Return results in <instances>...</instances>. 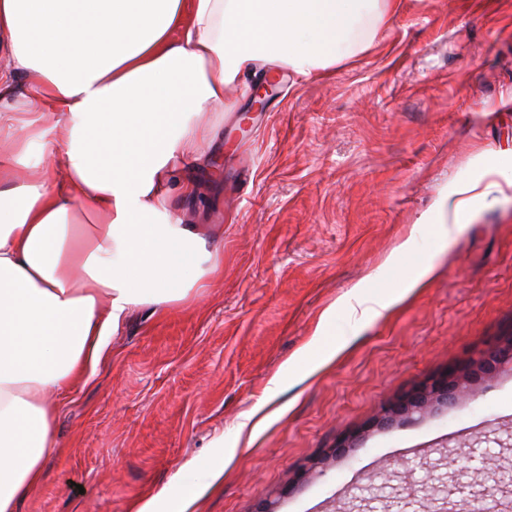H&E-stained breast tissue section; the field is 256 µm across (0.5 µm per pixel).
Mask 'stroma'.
I'll return each mask as SVG.
<instances>
[{"mask_svg":"<svg viewBox=\"0 0 512 512\" xmlns=\"http://www.w3.org/2000/svg\"><path fill=\"white\" fill-rule=\"evenodd\" d=\"M372 49L326 74L279 72L264 111L254 78L228 88L213 113L209 162L192 170L185 223L224 242V267L190 305L133 310L109 336L88 380L58 395L60 452L17 512H131L135 501L197 492L189 512H382L354 498L396 472L419 488L456 485L478 512L493 480L481 467L512 428V373L452 409L389 430L370 428L409 386L512 334V186L452 238L418 234L434 200L486 164L512 175V0H394ZM424 287L361 326L337 312L328 364L273 376L313 337L322 311L355 286L381 295L424 266ZM272 417L253 441L235 429L260 401ZM357 450L296 483L347 432ZM234 451L221 478L197 490L200 467ZM454 462L445 466L443 453Z\"/></svg>","mask_w":512,"mask_h":512,"instance_id":"obj_1","label":"stroma"}]
</instances>
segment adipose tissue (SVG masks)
Here are the masks:
<instances>
[{"label":"adipose tissue","mask_w":512,"mask_h":512,"mask_svg":"<svg viewBox=\"0 0 512 512\" xmlns=\"http://www.w3.org/2000/svg\"><path fill=\"white\" fill-rule=\"evenodd\" d=\"M391 0H0V512H16L55 456L56 397L98 363L134 309L190 301L224 250L175 199L213 136L225 87L257 67L301 75L369 51ZM29 79L18 91L16 76ZM46 152L33 178L13 161ZM488 166L433 204L448 236L494 200ZM397 294L361 287L288 360L310 374L335 349L337 311L361 325Z\"/></svg>","instance_id":"1"}]
</instances>
